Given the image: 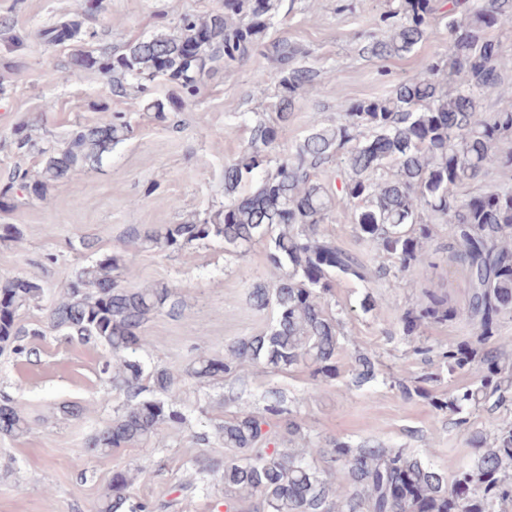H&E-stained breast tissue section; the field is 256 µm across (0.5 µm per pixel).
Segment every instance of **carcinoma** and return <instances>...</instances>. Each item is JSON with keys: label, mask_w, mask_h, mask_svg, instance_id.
I'll use <instances>...</instances> for the list:
<instances>
[{"label": "carcinoma", "mask_w": 512, "mask_h": 512, "mask_svg": "<svg viewBox=\"0 0 512 512\" xmlns=\"http://www.w3.org/2000/svg\"><path fill=\"white\" fill-rule=\"evenodd\" d=\"M282 0H224V9L206 15L185 14L172 27L126 45L120 53L83 47L90 10L62 17L38 30L43 42L70 46L69 68L96 71L111 81L112 95L146 98L148 108L165 119V102L153 96L154 83L176 85L170 104L195 98L203 79L224 63L228 70L266 46L272 69L261 74L278 84L273 121L256 118L242 152L224 166V211L215 216L154 229L132 228L127 237L144 249H178L193 241L220 238L227 252H243L254 243L268 250L274 269L269 283H256L249 303L256 311L272 309L267 331L225 346L221 354L200 356L192 368L198 378L230 374L244 363L285 371L304 365L317 382L337 376L341 321L325 296L342 281L365 282L390 275L372 272L357 256L320 231L338 210H350L361 238L398 264L403 272L425 275L433 266L428 244L439 223L451 225L458 257L468 268V299L459 308L430 292L427 303L401 315L403 333L424 323L462 317L481 339L494 335L501 318L512 316V184L476 195L462 189L481 182L486 171H512V88L503 81L512 56L489 30L512 23V0H398L382 14V35L357 45L360 57L385 60L409 54L427 40L432 23L446 20L449 51L429 60L423 70L399 82L390 94L353 103L334 126L314 128L270 166V152L288 140V120L302 92L317 72L297 65L306 51L286 40L269 39L271 20ZM496 93L508 106L486 112L481 101ZM130 125L117 113L102 111L92 124L77 126L56 151L42 161L34 179L14 174L0 188V208L14 206L13 190L46 200L49 187L73 173L98 165L126 140ZM341 161V186L329 192L318 180L333 159ZM123 249L81 267L65 285L49 315V328L72 340L101 342L112 350V382L126 403L110 424L88 441L87 452L108 457L112 451L168 436V426L182 421L175 378L163 368L144 373L133 358L148 345L145 324L157 312L179 302L172 288L121 286ZM42 286L20 276H0V349L18 345L19 309L40 297ZM442 363L453 374L479 364L478 384L433 401L440 411L462 412L512 390V367L498 350L448 345ZM350 383L360 389L377 379L378 360L359 354ZM153 395L142 396L143 377ZM271 415H288V437L304 435L292 411L277 400ZM265 418L241 409L224 420V506L235 508V495L257 497L255 512H497L512 501V425L504 424L478 444L474 457L453 479L405 448L353 446L336 440L300 453L262 447ZM27 423L9 400L0 403V434L19 436ZM131 476L116 471L96 512H147L131 500Z\"/></svg>", "instance_id": "1"}]
</instances>
